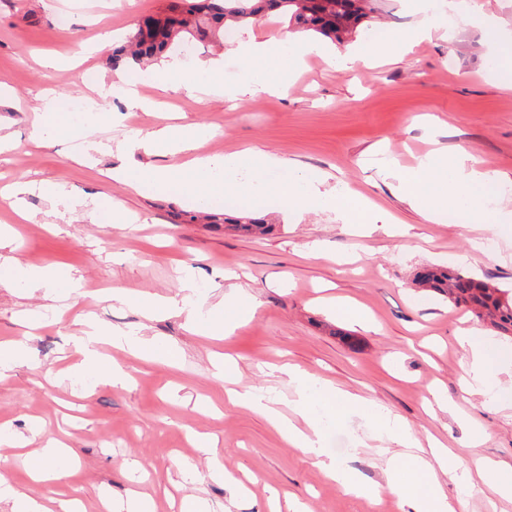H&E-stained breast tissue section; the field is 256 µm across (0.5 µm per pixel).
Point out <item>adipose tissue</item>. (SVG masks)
<instances>
[{
  "instance_id": "ef3b65f1",
  "label": "adipose tissue",
  "mask_w": 512,
  "mask_h": 512,
  "mask_svg": "<svg viewBox=\"0 0 512 512\" xmlns=\"http://www.w3.org/2000/svg\"><path fill=\"white\" fill-rule=\"evenodd\" d=\"M434 30V25L426 21L386 45L348 48L343 54V60L352 66H367L380 56L399 55L410 42L431 38ZM290 48L301 56L316 50L313 44L291 38L277 46L257 40L241 46L240 56L252 61L253 66L242 74L239 89L278 92V85L263 81L262 68L285 55ZM432 170V161L426 159L414 167L395 171L399 189L424 210L428 221L432 223L448 211L456 209L462 198L471 196L473 191L485 190L493 182L492 177L471 163L469 158L455 155L447 162L448 178L444 189L428 195L424 193L423 186ZM112 178L136 190H159L173 185L188 200L204 206L212 205L227 195L246 194L261 188L274 191L284 212L297 216L315 208L330 207L340 210L352 224H374L382 219L375 208L362 200L345 194L322 192L320 186L325 181L324 174L303 171L282 173L276 159L258 150L231 153L220 161L198 157L186 172L179 175L166 169L141 171L118 168L113 170ZM458 342L467 356L464 392L469 395H487L491 404L498 408L511 403L512 396L498 390L496 386L490 341L478 331L465 330L459 335ZM279 371L296 387L297 407L306 420L305 428H298L283 418L263 396L249 390L229 391V399L264 414L289 445L314 455L318 466L330 480L341 483L349 492L365 493V486L349 470L336 464L335 460L324 458L319 416L327 414L336 422L353 415L364 416L370 409L368 400L329 385L318 384L309 374L285 364L280 366ZM376 425L387 440L405 450L401 461L389 471L388 490L402 496L411 512H455L436 478L437 471L448 468L446 446L438 440H431L428 453L423 455L419 452L418 440L401 418L388 415L378 419ZM3 500L10 502L11 512H79L80 507L76 499L67 496L54 499L52 505H45L19 493L5 476L0 475V501Z\"/></svg>"
}]
</instances>
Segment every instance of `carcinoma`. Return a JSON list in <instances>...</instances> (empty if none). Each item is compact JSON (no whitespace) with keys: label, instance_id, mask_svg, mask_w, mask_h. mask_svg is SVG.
Returning a JSON list of instances; mask_svg holds the SVG:
<instances>
[{"label":"carcinoma","instance_id":"carcinoma-1","mask_svg":"<svg viewBox=\"0 0 512 512\" xmlns=\"http://www.w3.org/2000/svg\"><path fill=\"white\" fill-rule=\"evenodd\" d=\"M369 0H183L174 8L177 18L151 17L147 28H138L130 44L119 48L112 61L134 65L161 58L178 41H217L230 24L247 26L263 17H274L296 31L343 43L360 33L368 18ZM209 223L247 234H268L275 225L250 214L239 217L213 211ZM425 291L443 295L458 308L485 320L505 337H512V290L495 288L454 267L430 266L415 278Z\"/></svg>","mask_w":512,"mask_h":512}]
</instances>
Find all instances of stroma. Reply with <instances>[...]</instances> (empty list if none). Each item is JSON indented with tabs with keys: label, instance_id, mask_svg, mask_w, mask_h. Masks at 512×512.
<instances>
[{
	"label": "stroma",
	"instance_id": "1",
	"mask_svg": "<svg viewBox=\"0 0 512 512\" xmlns=\"http://www.w3.org/2000/svg\"><path fill=\"white\" fill-rule=\"evenodd\" d=\"M170 0H0V192L18 182L32 185L25 217L0 203V271L12 262L63 271L79 279L80 293L59 282L34 289L0 278V342L22 341L26 359L0 379V425L29 438L33 448L59 440L74 448L67 492L85 512H99L102 498L161 492L206 499L213 512H263L268 499H288L296 512H404L401 498L356 496L329 481L313 458L290 447L266 417L230 404L216 358L232 357L240 387L268 398L294 423L303 418L286 376L269 367L290 363L321 383L368 399L376 412L404 419L419 442L437 438L452 455L455 476L441 475L457 512H512V499L479 475L487 459L512 481V407L494 409L481 395L462 392L465 352L459 330L479 328L472 315L442 296L414 285L424 265L454 264L501 288L512 289V223L497 222L512 210V194L484 209L481 222L429 223L397 188L391 164L411 165L438 150L474 159L496 182L512 187V88L496 72L506 65L475 16L487 15L512 31V0H372L370 27L391 34L422 18L442 22L445 34L413 43L396 58L351 70L325 55L307 56L295 69L270 68L283 93L226 98L188 96L183 83L196 62L220 58L217 84L236 82L240 45L251 39L278 43L287 25L267 20L237 28L224 45L197 43L193 64L169 55L171 88L160 91L149 72L125 74L150 100L128 111L106 91L115 72L106 53H88L99 33L113 45L137 30L139 20L162 12ZM56 56V66L42 63ZM92 96L98 130L95 147L74 151L60 136L66 113L53 99ZM122 114L115 122L113 114ZM166 124L193 125L207 137L196 153L138 148L139 140ZM258 148L285 169L327 174L326 188L356 193L390 217L386 224H351L331 209L294 219L267 191L237 197V208L261 213L272 234L243 237L208 224H179L192 209L177 188L139 193L112 178L116 167L186 169L194 155L221 159ZM50 183L64 202L39 190ZM110 196L128 213L124 224L102 223L97 195ZM495 241L487 250L486 241ZM192 278L193 292L182 288ZM130 294L114 300L113 289ZM244 291L257 309L238 319L229 335H210L191 323L187 310L222 312L224 297ZM184 300L181 308L146 317L143 302ZM343 299L365 315L336 320L330 301ZM37 319L27 330L24 318ZM105 331L155 340L162 348L139 360L98 346L104 367L122 366L126 385H112L100 370H75L74 351L86 321ZM179 355L166 362V350ZM448 396L446 407L433 393ZM210 436V452L190 436ZM325 449L363 485L386 482L398 448L368 418L324 425ZM218 459L240 477L246 491L225 483L210 468Z\"/></svg>",
	"mask_w": 512,
	"mask_h": 512
}]
</instances>
